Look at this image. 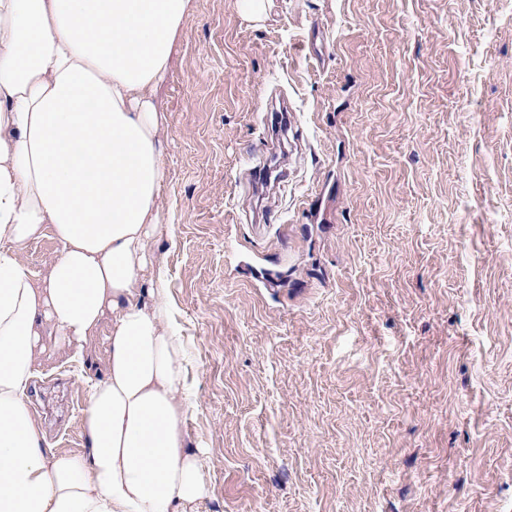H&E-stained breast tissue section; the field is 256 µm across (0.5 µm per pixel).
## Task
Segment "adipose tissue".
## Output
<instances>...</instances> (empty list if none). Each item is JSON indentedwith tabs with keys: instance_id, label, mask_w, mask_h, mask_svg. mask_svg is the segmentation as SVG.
<instances>
[{
	"instance_id": "obj_1",
	"label": "adipose tissue",
	"mask_w": 512,
	"mask_h": 512,
	"mask_svg": "<svg viewBox=\"0 0 512 512\" xmlns=\"http://www.w3.org/2000/svg\"><path fill=\"white\" fill-rule=\"evenodd\" d=\"M192 0H0V512H197L208 496L164 278L141 287L167 179L155 95ZM52 232L33 275L20 258ZM80 455L48 449L28 390L54 341L104 317ZM55 253V241L50 232L29 243L20 254L21 260L32 271L44 273ZM111 317H107L102 327L99 331V333L94 336V338L90 342L89 350L91 355L96 360V366L98 370V375L101 376L103 374V369L105 365L106 360V350H107V339L106 336L110 332L111 328Z\"/></svg>"
}]
</instances>
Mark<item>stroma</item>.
I'll list each match as a JSON object with an SVG mask.
<instances>
[{
    "mask_svg": "<svg viewBox=\"0 0 512 512\" xmlns=\"http://www.w3.org/2000/svg\"><path fill=\"white\" fill-rule=\"evenodd\" d=\"M193 0L157 101L200 512H512V0ZM81 365L29 391L84 453Z\"/></svg>",
    "mask_w": 512,
    "mask_h": 512,
    "instance_id": "stroma-1",
    "label": "stroma"
}]
</instances>
